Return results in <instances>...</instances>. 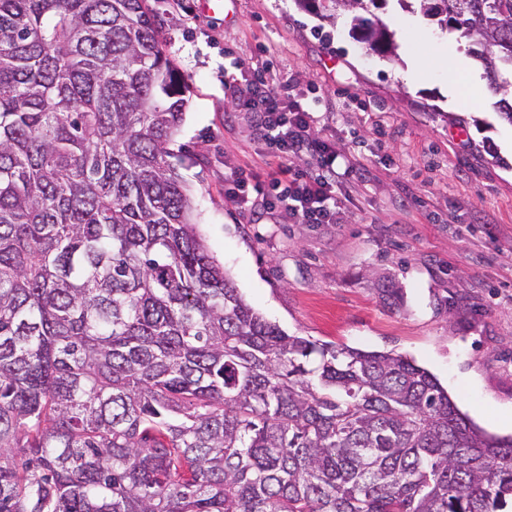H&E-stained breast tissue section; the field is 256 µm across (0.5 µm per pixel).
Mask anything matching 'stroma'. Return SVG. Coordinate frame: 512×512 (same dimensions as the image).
<instances>
[{
	"label": "stroma",
	"mask_w": 512,
	"mask_h": 512,
	"mask_svg": "<svg viewBox=\"0 0 512 512\" xmlns=\"http://www.w3.org/2000/svg\"><path fill=\"white\" fill-rule=\"evenodd\" d=\"M187 84L170 144L193 222L244 300L291 335L394 351L430 371L459 409L489 433L512 435V125L501 121L482 68L455 104L436 72L405 75L417 58L455 43L387 0L377 14L393 53H365L344 13L295 0H145ZM317 101L316 135L361 166L346 177L338 224L256 217L224 193L226 174H264L274 162L245 101L255 72ZM237 98L224 94L225 77ZM401 287L399 307L374 287Z\"/></svg>",
	"instance_id": "obj_1"
}]
</instances>
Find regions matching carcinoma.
Listing matches in <instances>:
<instances>
[{
  "label": "carcinoma",
  "mask_w": 512,
  "mask_h": 512,
  "mask_svg": "<svg viewBox=\"0 0 512 512\" xmlns=\"http://www.w3.org/2000/svg\"><path fill=\"white\" fill-rule=\"evenodd\" d=\"M377 2L297 0L384 55ZM397 2L472 40L512 125V0ZM186 90L144 0H0V512H502L511 439L224 275L169 162Z\"/></svg>",
  "instance_id": "1"
}]
</instances>
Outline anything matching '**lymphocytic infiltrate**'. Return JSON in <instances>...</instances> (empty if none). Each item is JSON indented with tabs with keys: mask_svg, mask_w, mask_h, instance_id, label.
I'll list each match as a JSON object with an SVG mask.
<instances>
[{
	"mask_svg": "<svg viewBox=\"0 0 512 512\" xmlns=\"http://www.w3.org/2000/svg\"><path fill=\"white\" fill-rule=\"evenodd\" d=\"M284 96V89L263 82L253 87L247 105L269 132L264 145L277 166L264 178L249 169L235 171L227 195L244 210L277 211L300 224L339 223V210L328 205L345 179L336 148L315 135L313 110ZM300 155L307 157L308 169L292 166Z\"/></svg>",
	"mask_w": 512,
	"mask_h": 512,
	"instance_id": "f902f5d3",
	"label": "lymphocytic infiltrate"
}]
</instances>
